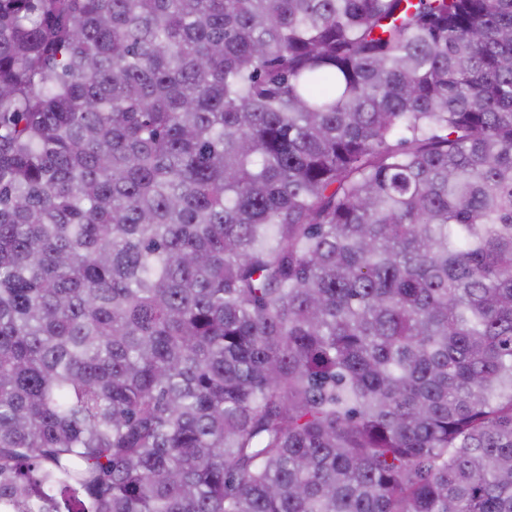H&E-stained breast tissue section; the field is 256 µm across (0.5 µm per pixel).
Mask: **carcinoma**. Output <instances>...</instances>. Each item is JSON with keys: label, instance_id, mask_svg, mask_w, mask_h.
Segmentation results:
<instances>
[{"label": "carcinoma", "instance_id": "carcinoma-1", "mask_svg": "<svg viewBox=\"0 0 512 512\" xmlns=\"http://www.w3.org/2000/svg\"><path fill=\"white\" fill-rule=\"evenodd\" d=\"M0 512H512V0H0Z\"/></svg>", "mask_w": 512, "mask_h": 512}]
</instances>
